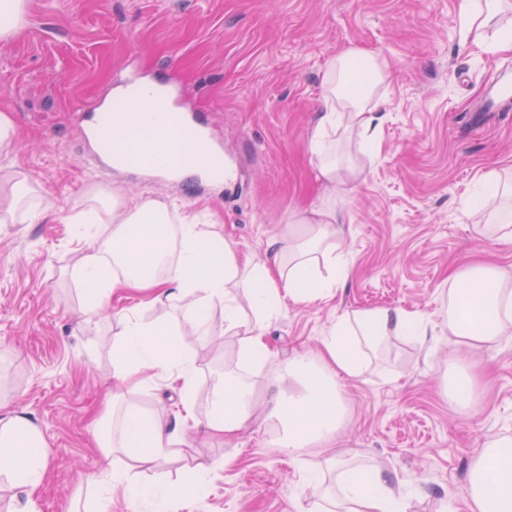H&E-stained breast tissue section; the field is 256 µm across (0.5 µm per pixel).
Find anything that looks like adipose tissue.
Listing matches in <instances>:
<instances>
[{
  "label": "adipose tissue",
  "mask_w": 512,
  "mask_h": 512,
  "mask_svg": "<svg viewBox=\"0 0 512 512\" xmlns=\"http://www.w3.org/2000/svg\"><path fill=\"white\" fill-rule=\"evenodd\" d=\"M503 0H466L459 16L461 44L481 39L484 28L500 12ZM352 52L332 57L324 83L326 110L312 126L309 145L316 158L318 178L330 185L357 176L358 166L342 167L330 155L331 138L339 131H357L369 146H377L382 123L376 87L387 78L388 66L366 54L362 61L369 79L351 87L348 74ZM137 119L113 132L122 165L124 151L144 155L154 163H179L182 155L154 142L142 106L131 99ZM76 224L111 223L112 234L98 247L89 248L82 266L85 312H95L116 294H130L141 304L190 298L184 316L195 335H208V311L213 303L224 306V329L242 339L245 362L269 366L275 381H288L289 389L272 405L260 403L243 378L227 375L214 385L207 433L235 441L258 419L280 428L277 445L295 455L334 441L347 421L342 400V378H358L367 352L376 351L388 338L408 337L427 345L430 336L447 330L460 343H489L512 326V273L486 264L455 270L449 277L450 302L440 321L424 319L403 309L373 308L337 319L318 356L305 354L277 361L261 323L276 318L285 301L314 303L336 295L347 270L336 253L339 219L335 208L318 207L288 218V228L271 256H242L234 240L205 231L189 221H174L167 203L145 197L135 205L120 198L105 202L95 197L72 218ZM252 310L253 321L241 315ZM113 370L117 377L136 384L164 379L179 385L182 410L163 422L128 408L121 415V446L134 468L151 471L168 459L179 440L181 426L195 417L194 369L180 346L177 330L148 325L124 317ZM45 443L24 414H0V476L14 491L12 512H38L35 494L45 477ZM336 504L326 512H407L405 483L374 466L340 461L336 464ZM110 490H122L126 499H156L159 512H176L194 497L196 483L159 489L130 481L126 471L105 468ZM468 512H512V437L488 442L471 463L465 488Z\"/></svg>",
  "instance_id": "1"
}]
</instances>
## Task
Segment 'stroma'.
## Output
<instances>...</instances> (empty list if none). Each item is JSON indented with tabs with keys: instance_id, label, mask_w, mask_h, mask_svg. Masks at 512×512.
Segmentation results:
<instances>
[{
	"instance_id": "stroma-1",
	"label": "stroma",
	"mask_w": 512,
	"mask_h": 512,
	"mask_svg": "<svg viewBox=\"0 0 512 512\" xmlns=\"http://www.w3.org/2000/svg\"><path fill=\"white\" fill-rule=\"evenodd\" d=\"M463 0H29L26 25L0 41V111L17 130L0 157V197L15 182L33 189L29 218L0 223V409L23 411L47 444L41 512H90L111 497L101 480L102 441L119 425L105 404L119 395L164 421L181 403L177 386H137L117 378L112 356L121 311L183 328L185 301L135 308L112 299L85 315L81 259L104 242L108 224L68 223L107 187L126 203L143 196L198 217L233 238L241 254H263L290 213L335 207L347 231L348 260L335 298L288 303L263 325L285 362L317 355L336 320L359 309L416 311L438 320L448 277L468 262L512 271V248L479 208L485 176L512 170V112L475 115L512 52L460 45ZM344 50L381 55L390 65L380 147L351 137L341 152L361 175L331 188L319 180L308 133L324 110L326 64ZM150 79L181 91L186 111L202 114L211 138L237 162L232 194L199 192L189 180H153L103 165L75 112L103 102L117 77ZM209 336H181L196 367L197 423L188 424L171 460L142 482L184 481L211 463L191 512H315L307 486L317 472L336 487L333 458L357 456L406 483L411 512H467L469 463L485 443L512 434V335L475 348L434 337L424 349L390 338L362 375L342 383L346 425L328 448L277 453L269 424L227 443L201 425L214 382L245 372L260 401L278 388L268 370L245 368L240 339L224 332V307L210 309ZM476 366L480 397L459 411L447 388Z\"/></svg>"
}]
</instances>
